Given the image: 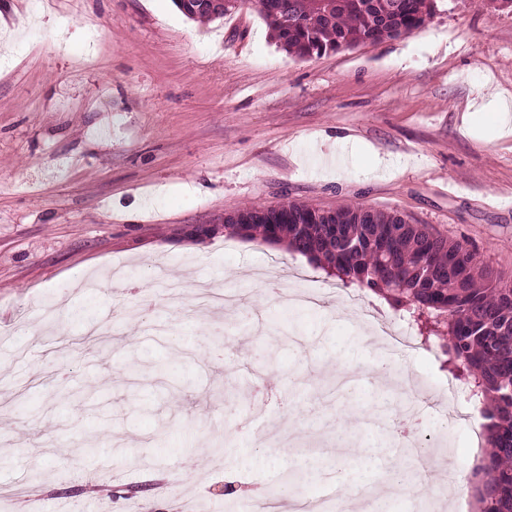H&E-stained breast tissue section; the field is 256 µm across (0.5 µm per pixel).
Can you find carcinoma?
I'll list each match as a JSON object with an SVG mask.
<instances>
[{"mask_svg": "<svg viewBox=\"0 0 512 512\" xmlns=\"http://www.w3.org/2000/svg\"><path fill=\"white\" fill-rule=\"evenodd\" d=\"M176 0L192 19L213 20L251 3L270 35L300 56H320L361 44L407 36L436 11L434 0ZM236 234L287 242L343 286L366 287L421 323L435 337L456 376L466 377L480 404L489 451L476 470L477 512H512V283L493 276L478 254L459 241L411 224L396 212L362 205L321 209L288 202L243 208L224 218ZM305 470L282 469L264 487L276 500L302 483Z\"/></svg>", "mask_w": 512, "mask_h": 512, "instance_id": "1", "label": "carcinoma"}]
</instances>
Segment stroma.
<instances>
[{
    "instance_id": "35a3bbf8",
    "label": "stroma",
    "mask_w": 512,
    "mask_h": 512,
    "mask_svg": "<svg viewBox=\"0 0 512 512\" xmlns=\"http://www.w3.org/2000/svg\"><path fill=\"white\" fill-rule=\"evenodd\" d=\"M289 201L400 211L512 282V8L437 0L410 35L300 58L249 5L200 22L173 0H0L5 512L69 503L76 469L104 486L85 512H176L181 497L293 512L339 476L377 492L394 471L433 512H475L480 422L427 409L429 452L407 454L387 434L409 409H373L371 367L398 364L434 402L442 354L384 351L335 279L224 228ZM174 281L239 305L201 328L191 305L166 304ZM271 284L322 303L288 307ZM92 328L104 345H76ZM342 361L357 366L349 400L331 390ZM332 423L379 440L378 463L335 455ZM300 454L313 473L298 491L246 496ZM37 472L49 493H33ZM227 483L242 489L230 509Z\"/></svg>"
}]
</instances>
